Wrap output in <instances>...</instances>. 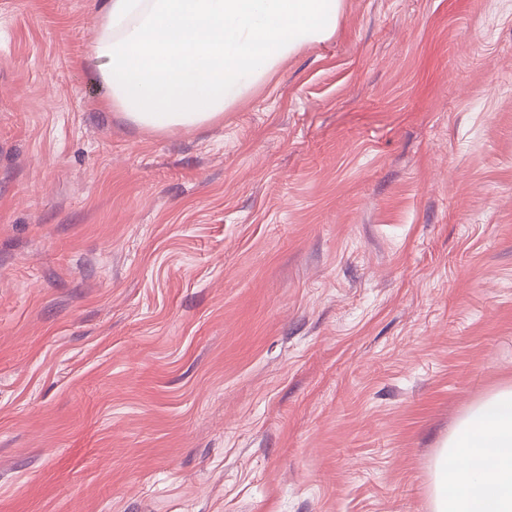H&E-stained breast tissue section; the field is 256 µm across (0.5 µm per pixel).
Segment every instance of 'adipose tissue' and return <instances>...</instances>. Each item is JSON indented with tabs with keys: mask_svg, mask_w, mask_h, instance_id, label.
Listing matches in <instances>:
<instances>
[{
	"mask_svg": "<svg viewBox=\"0 0 512 512\" xmlns=\"http://www.w3.org/2000/svg\"><path fill=\"white\" fill-rule=\"evenodd\" d=\"M340 0H106L93 57L107 102L158 130L220 118L303 44L329 39ZM432 512H512V388L441 447Z\"/></svg>",
	"mask_w": 512,
	"mask_h": 512,
	"instance_id": "ef3b65f1",
	"label": "adipose tissue"
}]
</instances>
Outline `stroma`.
Instances as JSON below:
<instances>
[{"mask_svg":"<svg viewBox=\"0 0 512 512\" xmlns=\"http://www.w3.org/2000/svg\"><path fill=\"white\" fill-rule=\"evenodd\" d=\"M104 0H0V512H429L512 386V0H342L205 127Z\"/></svg>","mask_w":512,"mask_h":512,"instance_id":"1","label":"stroma"}]
</instances>
